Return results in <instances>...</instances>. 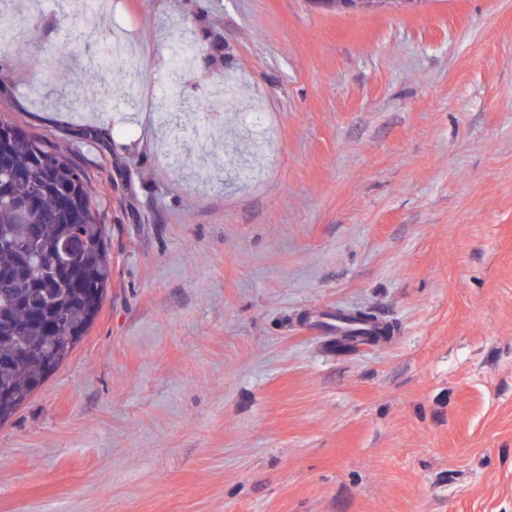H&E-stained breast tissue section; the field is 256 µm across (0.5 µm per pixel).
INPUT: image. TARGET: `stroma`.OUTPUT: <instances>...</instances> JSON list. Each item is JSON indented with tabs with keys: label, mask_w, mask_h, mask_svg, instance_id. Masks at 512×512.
<instances>
[{
	"label": "stroma",
	"mask_w": 512,
	"mask_h": 512,
	"mask_svg": "<svg viewBox=\"0 0 512 512\" xmlns=\"http://www.w3.org/2000/svg\"><path fill=\"white\" fill-rule=\"evenodd\" d=\"M9 7L48 64L0 54V120L81 170L112 280L0 424V512H512V0ZM112 34L137 63L104 106ZM228 72L237 108L171 161L162 94ZM360 314L382 334L344 340Z\"/></svg>",
	"instance_id": "obj_1"
}]
</instances>
